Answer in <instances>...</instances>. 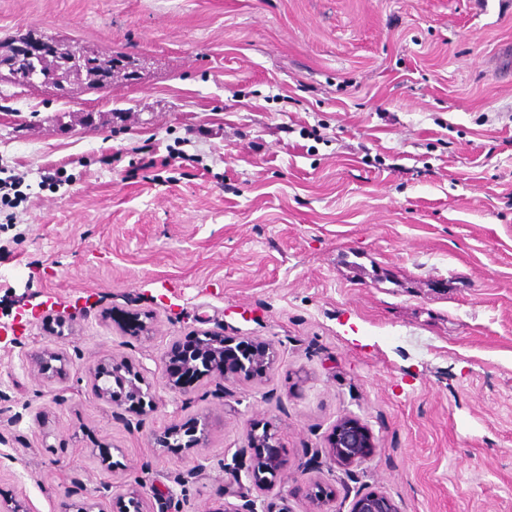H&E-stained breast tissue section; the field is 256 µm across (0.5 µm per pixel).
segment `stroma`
I'll use <instances>...</instances> for the list:
<instances>
[{
  "instance_id": "stroma-1",
  "label": "stroma",
  "mask_w": 512,
  "mask_h": 512,
  "mask_svg": "<svg viewBox=\"0 0 512 512\" xmlns=\"http://www.w3.org/2000/svg\"><path fill=\"white\" fill-rule=\"evenodd\" d=\"M46 36L121 64L66 95L0 81V170L23 178L0 185V500L70 512L142 478L174 490L151 512H213L258 416L291 512L316 482L333 512L363 489L512 512V0H0V44ZM134 314L151 338L126 333ZM206 329L280 357L160 390L156 359ZM45 346L65 381L30 374ZM108 353L148 367L152 411L95 397ZM203 415L205 447L155 445ZM345 417L375 455L298 476Z\"/></svg>"
}]
</instances>
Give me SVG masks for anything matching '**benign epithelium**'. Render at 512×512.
I'll return each mask as SVG.
<instances>
[{
  "mask_svg": "<svg viewBox=\"0 0 512 512\" xmlns=\"http://www.w3.org/2000/svg\"><path fill=\"white\" fill-rule=\"evenodd\" d=\"M54 46L50 40L43 39L35 48L23 44L19 48L35 60L38 68L30 74V86L47 85L43 79V59L50 57L48 50ZM88 65L87 57L80 53H71L65 57H56L50 75L56 77L63 71L81 70ZM194 346L182 354L181 360L174 364L172 354L180 351L183 344L176 341L171 353L156 361L161 371L163 386L171 393H183V378L187 375L198 380L205 377L224 380L226 382L239 378H262L273 367L278 350L270 344L252 338L242 339L224 335L221 330H204L193 336ZM26 363L30 372L49 382L60 381L67 375L66 364L59 352L43 347L26 353ZM148 368L144 364H117L112 356L101 359L94 368L93 385L95 396L119 409L128 405L134 409H153L156 394L146 381ZM211 430V422L204 417L195 422L188 432V439L183 443L185 448H197L205 444ZM247 436L251 448H261L263 452L244 457L241 452H234L231 462L224 463V473L240 484L248 480L260 487H269L285 480L284 453L277 431L273 425L262 419L247 421ZM377 450V441L369 428L361 421L346 417L335 424L328 438L325 449H314L315 458L300 466V474L305 475L317 466L316 456L325 454L329 463L338 466L345 473L369 460ZM147 485L138 480L118 488L109 483H102L94 489L91 497L74 506V512H94L98 501L109 498L112 500L114 512H144ZM313 503L310 512H331L330 502L334 499V491L320 484L314 485L309 493ZM222 512H289L273 502L257 500L243 496L240 503L232 508L224 507ZM352 512H400L393 499L383 491L371 490L356 496Z\"/></svg>",
  "mask_w": 512,
  "mask_h": 512,
  "instance_id": "7a95c632",
  "label": "benign epithelium"
}]
</instances>
